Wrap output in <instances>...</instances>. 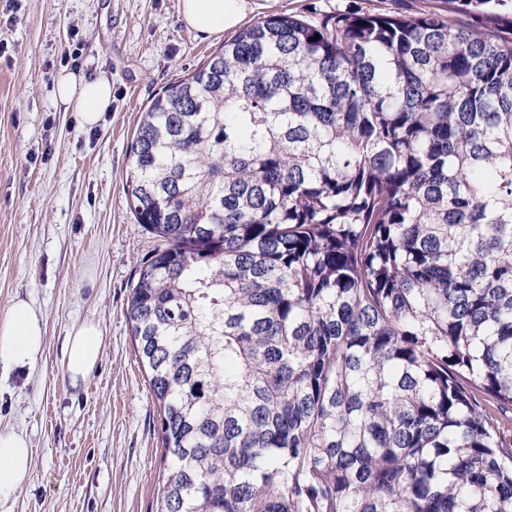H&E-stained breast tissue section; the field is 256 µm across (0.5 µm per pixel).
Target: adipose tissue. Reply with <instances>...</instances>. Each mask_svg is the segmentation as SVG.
Wrapping results in <instances>:
<instances>
[{
    "label": "adipose tissue",
    "instance_id": "1",
    "mask_svg": "<svg viewBox=\"0 0 512 512\" xmlns=\"http://www.w3.org/2000/svg\"><path fill=\"white\" fill-rule=\"evenodd\" d=\"M245 0H180V15L191 29L209 36L238 25ZM59 102L74 108L82 125L99 123L112 102V87L103 79L90 80L64 71L55 80ZM41 315L27 299L16 298L0 316V368H29L43 348ZM104 336L99 325L84 321L71 326L62 351V364L72 382L86 379L103 352ZM32 461L27 439L17 433H0V493L26 481Z\"/></svg>",
    "mask_w": 512,
    "mask_h": 512
}]
</instances>
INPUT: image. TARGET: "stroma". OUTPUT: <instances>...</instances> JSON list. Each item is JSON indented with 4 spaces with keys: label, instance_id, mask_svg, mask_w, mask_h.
I'll list each match as a JSON object with an SVG mask.
<instances>
[{
    "label": "stroma",
    "instance_id": "1",
    "mask_svg": "<svg viewBox=\"0 0 512 512\" xmlns=\"http://www.w3.org/2000/svg\"><path fill=\"white\" fill-rule=\"evenodd\" d=\"M444 0H246L243 25L276 14ZM234 30L210 37L181 20L179 0H0V315L33 301L45 342L34 368L0 372V432L26 436L28 481L0 512H154L159 409L126 316L140 263L157 245L124 194L137 119L166 86L199 67ZM112 84V105L83 128L52 90L65 50ZM104 336L100 362L72 385L61 359L73 323Z\"/></svg>",
    "mask_w": 512,
    "mask_h": 512
}]
</instances>
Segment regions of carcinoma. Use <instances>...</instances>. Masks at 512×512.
Returning <instances> with one entry per match:
<instances>
[{
  "mask_svg": "<svg viewBox=\"0 0 512 512\" xmlns=\"http://www.w3.org/2000/svg\"><path fill=\"white\" fill-rule=\"evenodd\" d=\"M445 2L269 17L143 112L156 512H512V12Z\"/></svg>",
  "mask_w": 512,
  "mask_h": 512,
  "instance_id": "carcinoma-1",
  "label": "carcinoma"
}]
</instances>
